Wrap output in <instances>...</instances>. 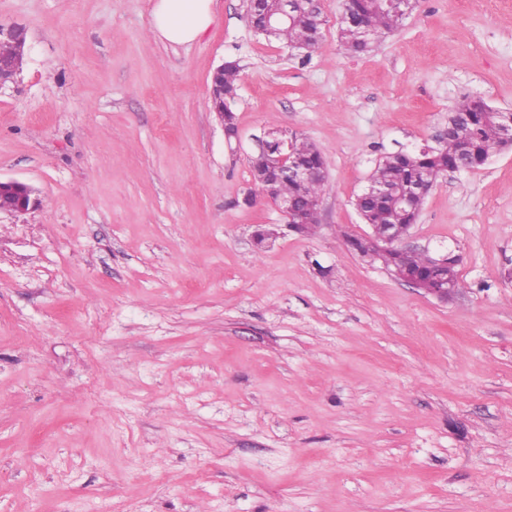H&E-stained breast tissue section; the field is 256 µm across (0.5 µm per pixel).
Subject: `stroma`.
Returning <instances> with one entry per match:
<instances>
[{
	"mask_svg": "<svg viewBox=\"0 0 512 512\" xmlns=\"http://www.w3.org/2000/svg\"><path fill=\"white\" fill-rule=\"evenodd\" d=\"M154 4L0 0L28 46L0 179L37 198L0 212V512H512V150L439 177L407 233L457 257L448 300L349 244L384 153L466 92L512 112V0H417L361 56L343 0L311 52L244 0L162 43ZM273 126L326 160L311 232L243 202ZM224 71L220 75V81L224 84V101L216 97L210 98L211 107L219 116L222 126L232 132L236 130L233 110L230 106L231 101L237 97L239 66L235 61H226Z\"/></svg>",
	"mask_w": 512,
	"mask_h": 512,
	"instance_id": "stroma-1",
	"label": "stroma"
}]
</instances>
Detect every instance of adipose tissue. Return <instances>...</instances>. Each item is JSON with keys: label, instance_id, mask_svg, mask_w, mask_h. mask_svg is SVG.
Returning a JSON list of instances; mask_svg holds the SVG:
<instances>
[{"label": "adipose tissue", "instance_id": "ef3b65f1", "mask_svg": "<svg viewBox=\"0 0 512 512\" xmlns=\"http://www.w3.org/2000/svg\"><path fill=\"white\" fill-rule=\"evenodd\" d=\"M213 0H156L151 31L173 45L193 43L212 21Z\"/></svg>", "mask_w": 512, "mask_h": 512}]
</instances>
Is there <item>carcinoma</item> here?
Listing matches in <instances>:
<instances>
[{"mask_svg":"<svg viewBox=\"0 0 512 512\" xmlns=\"http://www.w3.org/2000/svg\"><path fill=\"white\" fill-rule=\"evenodd\" d=\"M278 7L276 3H264L251 14L252 26L261 29L266 25L270 12ZM404 17L395 15L382 4V0H345L338 20V40L351 55L366 54L386 35L396 30ZM326 23L323 9L319 5L304 10L296 21L279 25L274 39L289 47H316ZM239 66L234 61L224 63L220 81L224 84V99H211V107L224 113L225 128L236 130L231 101L237 97ZM499 109L488 105L478 110L472 98L464 96L448 112V118L464 121L459 132H451L436 145H424L415 150H400L384 154L375 164L368 184L382 191L370 195L367 190L357 194L354 205L362 221L373 228L409 227L416 223L425 197L420 195L419 186L432 185L448 167L466 163L470 168L481 167L488 156L496 150L511 149L512 142L503 138ZM294 155L300 167L315 170L325 163L321 151L306 139L293 143ZM274 187L279 196L288 199L297 214L308 212L312 204L321 198L325 184L317 179H290L279 173L273 174ZM382 258L392 272L418 276L434 288L453 285L461 287L455 266L451 260L445 268L431 266L427 255L411 251L386 250Z\"/></svg>","mask_w":512,"mask_h":512,"instance_id":"obj_1","label":"carcinoma"}]
</instances>
